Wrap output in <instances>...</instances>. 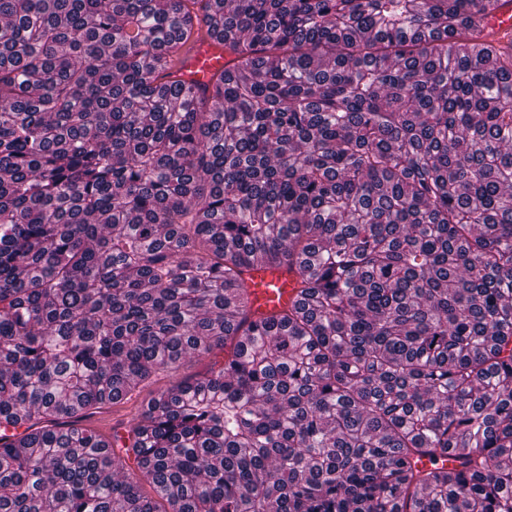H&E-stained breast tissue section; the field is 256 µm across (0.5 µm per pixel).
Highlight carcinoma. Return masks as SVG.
<instances>
[{
    "label": "carcinoma",
    "instance_id": "obj_1",
    "mask_svg": "<svg viewBox=\"0 0 512 512\" xmlns=\"http://www.w3.org/2000/svg\"><path fill=\"white\" fill-rule=\"evenodd\" d=\"M500 2L0 0V512H512ZM214 47L203 45L196 47L189 55L184 65L178 64L182 68V78L190 83L192 80L200 83H208L213 73L224 70V56ZM220 56V57H219ZM192 73H188L187 71ZM246 309L256 316H266L279 311L293 296L295 281L293 274L284 270H264L260 265L249 275ZM210 363H212L211 358H199L197 354L187 355L179 361L175 369L161 372L154 383L145 387L140 393L124 402L106 407L99 414L83 422V425L100 435L111 436L113 427H123L122 424H127V421L136 416L143 406L160 391L182 379L205 371Z\"/></svg>",
    "mask_w": 512,
    "mask_h": 512
}]
</instances>
